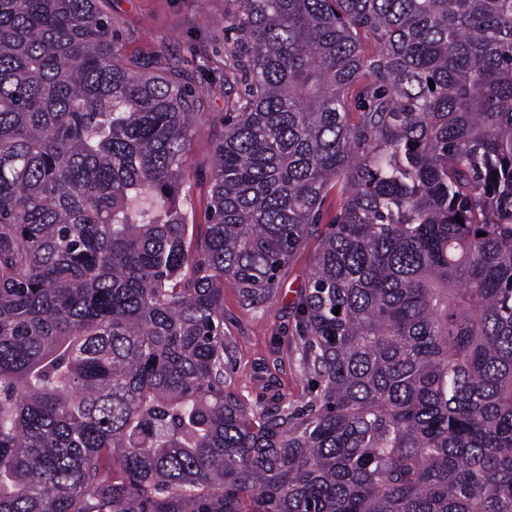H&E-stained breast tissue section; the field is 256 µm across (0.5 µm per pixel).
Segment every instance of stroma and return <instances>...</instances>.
Here are the masks:
<instances>
[{"mask_svg":"<svg viewBox=\"0 0 512 512\" xmlns=\"http://www.w3.org/2000/svg\"><path fill=\"white\" fill-rule=\"evenodd\" d=\"M236 0H112V16L123 27V52L153 53L185 71L193 86L209 88L203 116L192 139L189 159L197 175L192 206L196 223L206 221L208 175L214 144L224 129L230 104L224 97V40L230 37ZM316 239H309L280 272V288L267 311L253 313L239 305L236 289L224 290V331L237 341L233 390L261 409L276 386L291 401L307 399L311 389L295 351L293 304L312 269Z\"/></svg>","mask_w":512,"mask_h":512,"instance_id":"obj_1","label":"stroma"}]
</instances>
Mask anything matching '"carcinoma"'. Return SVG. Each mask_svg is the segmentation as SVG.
Instances as JSON below:
<instances>
[{
  "label": "carcinoma",
  "mask_w": 512,
  "mask_h": 512,
  "mask_svg": "<svg viewBox=\"0 0 512 512\" xmlns=\"http://www.w3.org/2000/svg\"><path fill=\"white\" fill-rule=\"evenodd\" d=\"M109 3L0 0V512H512V0H239L205 224ZM314 235L257 411L224 283Z\"/></svg>",
  "instance_id": "carcinoma-1"
}]
</instances>
